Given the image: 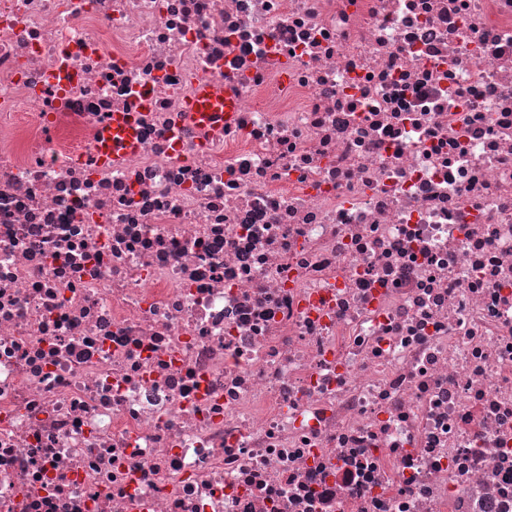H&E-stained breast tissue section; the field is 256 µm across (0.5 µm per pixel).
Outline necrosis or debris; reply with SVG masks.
<instances>
[{"instance_id": "necrosis-or-debris-1", "label": "necrosis or debris", "mask_w": 512, "mask_h": 512, "mask_svg": "<svg viewBox=\"0 0 512 512\" xmlns=\"http://www.w3.org/2000/svg\"><path fill=\"white\" fill-rule=\"evenodd\" d=\"M0 512H512V0H0ZM233 110L231 105L224 108V99L210 84L204 83L188 104L187 119L196 124L223 122ZM136 138L137 129L133 122L125 117L112 116L108 126L102 131L99 154L95 156V160L101 164L114 161L134 146Z\"/></svg>"}]
</instances>
